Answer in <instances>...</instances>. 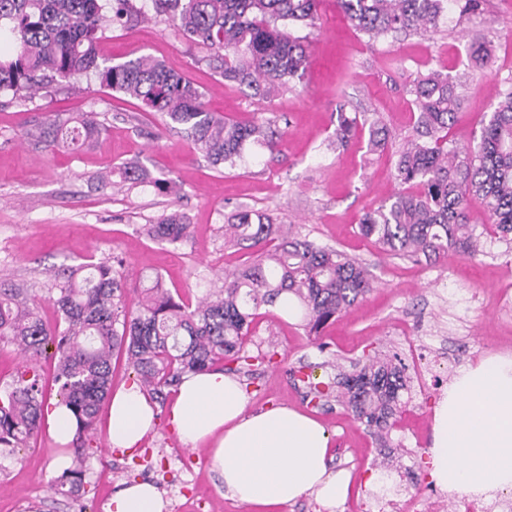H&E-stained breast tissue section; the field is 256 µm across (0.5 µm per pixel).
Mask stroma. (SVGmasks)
Returning <instances> with one entry per match:
<instances>
[{"mask_svg":"<svg viewBox=\"0 0 512 512\" xmlns=\"http://www.w3.org/2000/svg\"><path fill=\"white\" fill-rule=\"evenodd\" d=\"M315 28L304 29L310 58L302 79L269 99L250 96L224 81L170 21L106 27L99 52L118 64L142 55L161 60L193 81L209 111L237 121L277 117L283 133L276 151L251 147L235 167H215L178 129L140 101L96 81L67 82L19 104L0 94V285L41 291L50 270L111 258L122 260L130 285L140 273L161 274L167 288L192 300L224 270L241 265L244 253L224 246V216L243 205L272 215L300 237L345 251L366 263L374 286L321 335L310 336L300 316L263 309L244 349L252 356L275 352L273 365L240 374L249 410L286 405L317 419L333 439V468L351 472L347 501L337 512H374L378 501L426 508L430 495L448 491L431 477L433 406L446 381L482 357L512 354V245L489 237L473 258L451 256L416 262L393 257L360 235L363 215L399 189L392 151H368V133L347 147L332 143L338 107L380 113L392 139L408 135L417 113L409 92L413 79L435 69L466 80L467 97L453 129L470 144L496 104L501 77L512 73V0H483L479 13L449 9L434 32L375 41L356 32L336 7L321 0ZM481 31L491 41L486 66H475L469 40ZM94 112L106 130L90 146L54 150L26 132L48 115ZM135 161L150 183L128 191L101 185L98 173ZM168 182L158 191L154 180ZM182 213L190 234L180 244L155 242L142 231L161 215ZM433 359L443 383L411 376L402 395L399 425L386 445L373 429L336 399L316 407L307 397L301 367L330 382L350 372L363 354L403 353L407 342ZM169 405H156L153 430L132 450L110 447L108 412L100 410L96 454L88 462L82 504L52 495L62 448L49 430L13 455H0V512H104L122 483L148 481L165 491L171 512H258L219 494L208 458L184 447L170 424Z\"/></svg>","mask_w":512,"mask_h":512,"instance_id":"stroma-1","label":"stroma"}]
</instances>
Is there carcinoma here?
Returning a JSON list of instances; mask_svg holds the SVG:
<instances>
[{
  "instance_id": "carcinoma-1",
  "label": "carcinoma",
  "mask_w": 512,
  "mask_h": 512,
  "mask_svg": "<svg viewBox=\"0 0 512 512\" xmlns=\"http://www.w3.org/2000/svg\"><path fill=\"white\" fill-rule=\"evenodd\" d=\"M454 2L462 14L480 10L481 0H337L352 27L371 39L418 30H436ZM154 15L177 22L190 41L214 55L208 64L227 82L268 98L301 79L309 43L284 26L317 24L318 0H152ZM145 19L137 0H0V91L26 101L62 81L96 80L123 92L181 126L214 166L233 167L246 145L271 151L279 146L277 120L226 119L204 108L203 93L188 78L161 61L142 55L108 65L99 41L108 22L133 26ZM490 41L471 37L472 58L489 57ZM484 114L474 147L449 137L464 102L461 78L429 71L413 80L418 115L412 132L396 148L395 179L400 189L366 213L359 233L389 255L440 259L448 253L474 257L483 252L482 234L468 224L471 203H479L489 224L512 240V74ZM91 113L51 115L28 130L53 149H79L103 131ZM376 150L389 147L380 119L340 114L336 144L345 146L363 130ZM190 225L178 212L146 225L157 242L176 244ZM224 245L250 251L245 264L222 273L223 284L209 288L191 305L164 288L157 273L147 275L137 306L129 300L122 261L64 266L53 274L48 300L59 322L41 316L40 299L28 289L0 287V342L17 347L22 365L0 389V454L35 439L44 424V391L39 363L55 347L59 403L75 422L76 441L94 434L103 403L112 398V359L121 354L133 367L147 396L165 400L164 389L187 373L209 372L223 360L249 361L243 339L257 311L293 302L303 327L319 335L373 287L366 265L332 247L286 235L266 212L240 206L224 225ZM405 366L374 358L353 363L338 386L360 419L383 438L406 389ZM85 449L50 489L70 496L85 483Z\"/></svg>"
}]
</instances>
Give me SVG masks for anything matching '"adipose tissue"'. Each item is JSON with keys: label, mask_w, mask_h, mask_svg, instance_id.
I'll list each match as a JSON object with an SVG mask.
<instances>
[{"label": "adipose tissue", "mask_w": 512, "mask_h": 512, "mask_svg": "<svg viewBox=\"0 0 512 512\" xmlns=\"http://www.w3.org/2000/svg\"><path fill=\"white\" fill-rule=\"evenodd\" d=\"M243 384L223 371L185 375L170 422L189 448H209L219 493L259 512L314 495L324 512L346 499L351 473L332 469L331 434L287 406L251 412ZM155 413L139 386L118 389L109 407L112 447L133 449L154 428ZM432 476L460 494L512 488V355L491 354L460 370L434 408ZM149 482L123 484L104 512H170Z\"/></svg>", "instance_id": "1"}]
</instances>
